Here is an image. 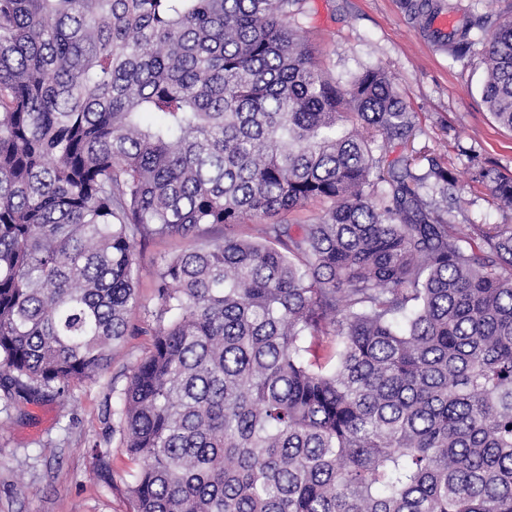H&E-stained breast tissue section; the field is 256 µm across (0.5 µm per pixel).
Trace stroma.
Segmentation results:
<instances>
[{
	"mask_svg": "<svg viewBox=\"0 0 512 512\" xmlns=\"http://www.w3.org/2000/svg\"><path fill=\"white\" fill-rule=\"evenodd\" d=\"M292 27L339 84L369 67L388 73L417 126L414 140L389 149L386 158L411 159L413 174L429 186L432 163L447 167L453 184L437 201L448 223L465 231L512 224V214L470 179L476 162L512 174V131L481 100L482 44L463 58L437 49L404 0H308ZM195 243L173 236L137 246L133 330L94 381L0 410V512H135L129 490L134 466L112 430L113 412L133 367L152 347L161 260ZM97 448L109 450V457L98 460Z\"/></svg>",
	"mask_w": 512,
	"mask_h": 512,
	"instance_id": "35a3bbf8",
	"label": "stroma"
}]
</instances>
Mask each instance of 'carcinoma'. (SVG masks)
Instances as JSON below:
<instances>
[{"label": "carcinoma", "instance_id": "obj_1", "mask_svg": "<svg viewBox=\"0 0 512 512\" xmlns=\"http://www.w3.org/2000/svg\"><path fill=\"white\" fill-rule=\"evenodd\" d=\"M306 3L0 0L5 406L107 366L139 243L220 226L163 260L114 411L136 512H512V225L481 248L374 157L413 115L383 69L320 68ZM438 4L404 2L426 31ZM484 62L512 129L511 16ZM472 181L512 210V176Z\"/></svg>", "mask_w": 512, "mask_h": 512}]
</instances>
